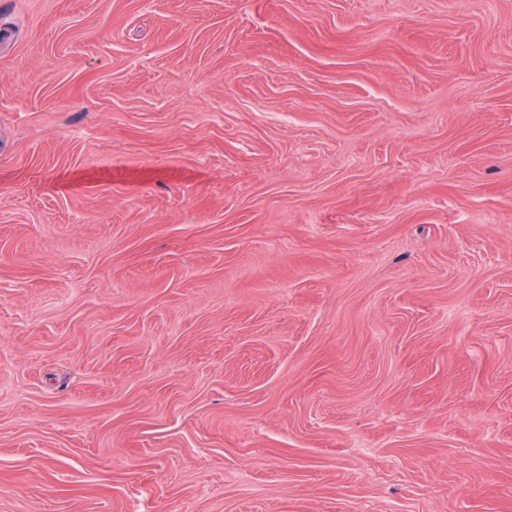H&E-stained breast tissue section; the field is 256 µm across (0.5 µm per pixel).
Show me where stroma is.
<instances>
[{
    "instance_id": "1",
    "label": "stroma",
    "mask_w": 512,
    "mask_h": 512,
    "mask_svg": "<svg viewBox=\"0 0 512 512\" xmlns=\"http://www.w3.org/2000/svg\"><path fill=\"white\" fill-rule=\"evenodd\" d=\"M0 29V512H512V0Z\"/></svg>"
}]
</instances>
